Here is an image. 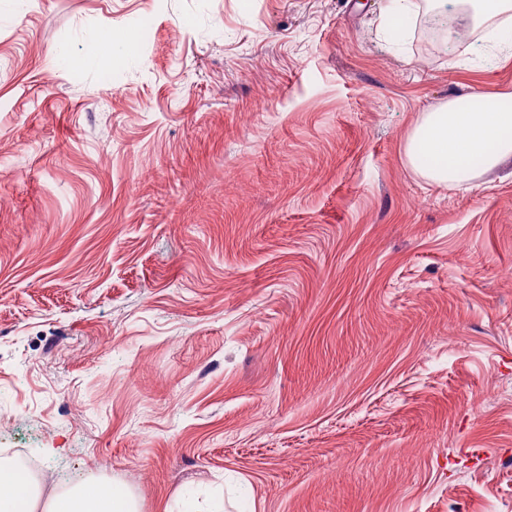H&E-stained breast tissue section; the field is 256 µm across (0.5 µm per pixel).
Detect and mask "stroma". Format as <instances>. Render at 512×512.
Returning <instances> with one entry per match:
<instances>
[{"label":"stroma","mask_w":512,"mask_h":512,"mask_svg":"<svg viewBox=\"0 0 512 512\" xmlns=\"http://www.w3.org/2000/svg\"><path fill=\"white\" fill-rule=\"evenodd\" d=\"M382 10L0 18V449L43 498L64 474L141 512H512V159L462 191L404 156L448 97L512 92V56L393 46ZM107 27L136 56L85 65Z\"/></svg>","instance_id":"stroma-1"}]
</instances>
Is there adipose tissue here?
Segmentation results:
<instances>
[{
  "label": "adipose tissue",
  "instance_id": "adipose-tissue-1",
  "mask_svg": "<svg viewBox=\"0 0 512 512\" xmlns=\"http://www.w3.org/2000/svg\"><path fill=\"white\" fill-rule=\"evenodd\" d=\"M133 57V35L119 36L99 29L86 40L84 61L96 66L112 61L115 51ZM408 165L431 185L469 188L480 171L512 158V93L465 92L423 113L404 147ZM0 512H139L126 490L87 481L40 508L39 495L26 473L0 460Z\"/></svg>",
  "mask_w": 512,
  "mask_h": 512
}]
</instances>
